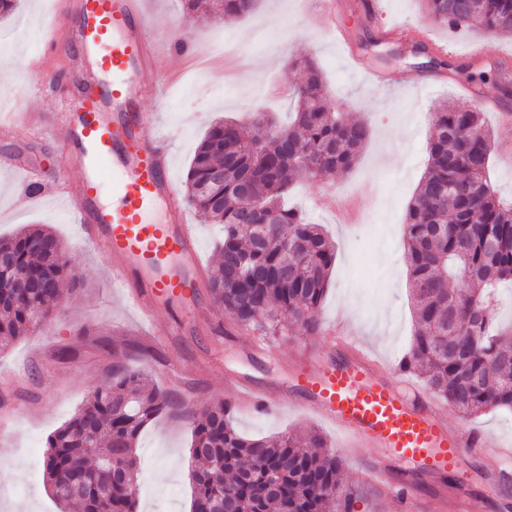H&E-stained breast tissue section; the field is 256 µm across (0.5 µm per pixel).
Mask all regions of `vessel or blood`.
<instances>
[{"label":"vessel or blood","instance_id":"b4317fda","mask_svg":"<svg viewBox=\"0 0 512 512\" xmlns=\"http://www.w3.org/2000/svg\"><path fill=\"white\" fill-rule=\"evenodd\" d=\"M68 13L69 35L53 26L43 49L75 51L88 67L60 86L72 99L61 119L67 150L59 166L76 168L79 177L60 181L56 193L141 316L176 307L188 312L205 268L196 228L173 183L169 147L146 135L158 116L143 111V94L164 84L154 65L162 45L150 36L152 12L147 0H70ZM0 170L22 172L25 189L40 181L34 169L9 156L0 157ZM377 368L364 352L316 372L299 370L294 388L350 447L364 442L391 449L419 461L425 473L453 468L464 455L512 457L482 433L451 431L437 402L417 384L376 380Z\"/></svg>","mask_w":512,"mask_h":512}]
</instances>
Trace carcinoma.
Returning <instances> with one entry per match:
<instances>
[{"label":"carcinoma","mask_w":512,"mask_h":512,"mask_svg":"<svg viewBox=\"0 0 512 512\" xmlns=\"http://www.w3.org/2000/svg\"><path fill=\"white\" fill-rule=\"evenodd\" d=\"M427 15L450 28L480 26L512 34V0H422ZM219 20L252 13L258 0H185ZM294 118L271 131L262 118L244 138L241 125L215 121L190 163L187 202L224 225L220 258L209 275L214 301L261 333L289 324L313 334L336 250L320 225L286 207L294 182L349 171L369 138L364 123L346 122L327 105L317 64L300 62ZM492 136L482 113L451 105L435 113L429 162L405 224L415 330L399 370L420 366L429 390L459 413L512 410V331L498 321L499 289L512 284V203L497 196L489 175ZM0 348L50 323L63 288L82 282L50 230L25 229L0 238ZM31 273L36 288L18 295L12 265ZM150 377L118 360L112 383L92 390L46 442L43 470L58 512H136L145 426L171 410ZM189 420L192 512H353L354 494L339 485L341 461L314 430H290L273 440L235 431L222 401L181 408ZM123 473L113 474V455Z\"/></svg>","instance_id":"cac0c4a2"}]
</instances>
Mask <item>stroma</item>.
<instances>
[{
    "label": "stroma",
    "instance_id": "stroma-1",
    "mask_svg": "<svg viewBox=\"0 0 512 512\" xmlns=\"http://www.w3.org/2000/svg\"><path fill=\"white\" fill-rule=\"evenodd\" d=\"M54 0H18L13 13L0 20V73L11 72V85L0 87V109L22 107L54 125L52 136L39 129L0 138V154H12L42 173L43 185L29 204H19L17 179L0 171V236L31 225H44L62 239L82 285L64 289L54 319L0 352V512H57L43 479L45 442L84 402L93 388L108 384L112 354L122 352L127 364L148 372L160 389L181 406L197 408L231 396L232 380L242 377L265 390L276 404L264 412L235 409L232 424L240 434L273 438L292 429H315L342 460L341 479L356 493L355 512H399L391 493L357 479L360 467L387 466L394 476L421 474L417 462L401 460L386 448L368 446L358 455L343 449L344 440L326 421L283 406L291 393L290 379L299 368H318L326 359H346L343 351L326 350V331L345 321L350 333L366 343L382 363L381 377L393 375L407 352L414 332L408 288L404 224L407 208L428 164L431 115L456 102L484 112L493 133L491 175L499 196L512 202V161L500 148L512 142V125L500 124L496 110H512V94L494 79L468 81L489 70L493 59L465 58L470 45L497 41L512 59V36H492L476 29L455 32L430 22L419 0H377L374 13L364 12L362 0H343L349 39L371 66L385 74L376 86L349 63L323 20L319 0H260L257 10L224 23L187 11L183 0H156L158 27L174 39L195 42L199 52L234 54L237 69L226 74L219 66L201 67L158 53V67L169 74L164 101L146 95L144 108L159 110L158 124L149 129L170 145L171 174L183 186L195 148L216 119L230 117L249 126L256 113L287 121L294 109L289 91L304 78L293 67L308 57L325 74L330 102L345 101L346 117L367 123L370 137L347 174L299 183L292 196L312 222L322 225L336 246L329 288L319 309L314 334L285 329L260 335L254 326L227 316L202 291L188 329L173 334V316L160 311L141 319L120 289L107 287L106 262L80 240L78 224L54 194L59 177L58 152L64 144L57 127L62 102L54 87L43 85L48 71L74 72L73 53L43 57V22ZM389 25L426 27L433 40L453 46L446 69L424 66L408 39L377 40ZM414 90H407V83ZM179 410L161 415L142 432L137 448L143 480L138 512H191L194 463L189 448L191 429ZM450 430H482L498 442L512 443V412L491 410L478 417L457 412L446 415ZM512 461L462 456L452 471L421 475L415 489L418 512H512V483L503 471Z\"/></svg>",
    "mask_w": 512,
    "mask_h": 512
}]
</instances>
